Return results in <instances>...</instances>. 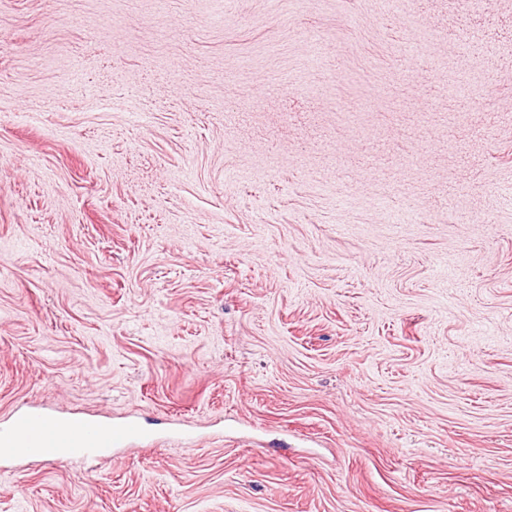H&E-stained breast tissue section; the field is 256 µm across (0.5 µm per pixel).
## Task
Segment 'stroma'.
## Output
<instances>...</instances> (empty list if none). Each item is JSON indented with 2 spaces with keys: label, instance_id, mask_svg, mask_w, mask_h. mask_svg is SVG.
<instances>
[{
  "label": "stroma",
  "instance_id": "1",
  "mask_svg": "<svg viewBox=\"0 0 512 512\" xmlns=\"http://www.w3.org/2000/svg\"><path fill=\"white\" fill-rule=\"evenodd\" d=\"M159 450L0 512H512V0H0V424Z\"/></svg>",
  "mask_w": 512,
  "mask_h": 512
}]
</instances>
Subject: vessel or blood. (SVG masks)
I'll return each instance as SVG.
<instances>
[{"mask_svg":"<svg viewBox=\"0 0 512 512\" xmlns=\"http://www.w3.org/2000/svg\"><path fill=\"white\" fill-rule=\"evenodd\" d=\"M137 421L109 423L100 419L57 418L37 407L19 413L0 428V461L25 454L48 462L101 454L139 440Z\"/></svg>","mask_w":512,"mask_h":512,"instance_id":"obj_1","label":"vessel or blood"}]
</instances>
